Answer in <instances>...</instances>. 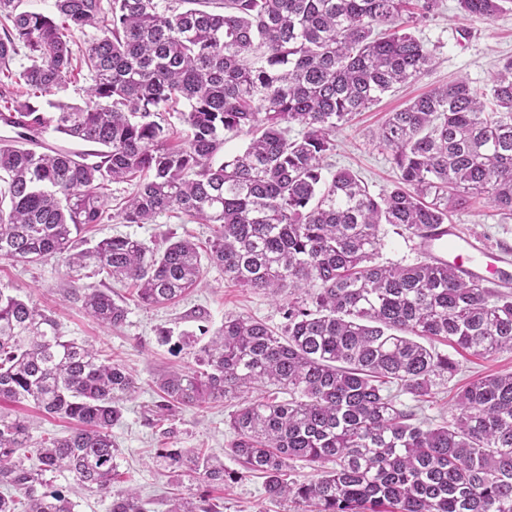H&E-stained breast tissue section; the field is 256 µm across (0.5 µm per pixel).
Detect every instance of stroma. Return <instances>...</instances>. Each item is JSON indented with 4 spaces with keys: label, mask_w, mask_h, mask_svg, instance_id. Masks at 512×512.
<instances>
[{
    "label": "stroma",
    "mask_w": 512,
    "mask_h": 512,
    "mask_svg": "<svg viewBox=\"0 0 512 512\" xmlns=\"http://www.w3.org/2000/svg\"><path fill=\"white\" fill-rule=\"evenodd\" d=\"M415 34L434 55L432 69L415 82L381 96L376 104L338 129L336 149L329 158L334 168L358 175L375 195L390 190L397 175L388 152L373 141L374 132L389 113L401 110L436 86L463 77L474 87H486L502 63L512 58V0L489 23L464 17L457 9V0H441L437 14L418 25ZM449 221L468 234L484 238L497 249L512 250V217H503L484 201L451 212ZM119 234L157 244L171 237H186L204 254L209 249L212 227L170 214L155 224H99L87 237L94 241ZM102 286L122 299L128 309L125 322L114 329L101 327L80 303L74 302L72 283L56 260L28 266L0 260V289L51 314L65 338L102 351L125 365L136 379L138 389L125 401L123 417L112 428V438L119 449L117 464L123 485L136 488L142 498L158 502L177 494V486L153 461L156 449L166 442L161 437L162 430L170 428L174 431L166 442L170 447L207 449L223 456L225 469L234 472V479L209 491L218 512H301L291 499L268 498L263 477L242 472L238 462L226 456L225 451L234 438L229 420L240 406V399H218L200 409L179 408L165 421L160 420L157 409L160 401L157 379L171 369L195 364L193 349L180 343L182 334L192 333L197 345L202 346L225 318L239 315L262 320L278 329L284 323L281 302L226 281L223 270L210 264L206 265L197 288L166 306H145L132 289L109 279ZM162 329L169 331V342L160 341L158 332ZM435 348L453 354L460 364L459 373L452 379L439 380L431 401L418 412L419 418L436 424L450 418L456 393L469 380L512 373L509 350L476 357L462 351L452 352L445 342L436 343ZM0 411L25 417L36 439L64 437L74 427L73 422L47 416L29 402L7 403L0 406Z\"/></svg>",
    "instance_id": "1"
}]
</instances>
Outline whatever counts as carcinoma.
<instances>
[{
  "label": "carcinoma",
  "instance_id": "1",
  "mask_svg": "<svg viewBox=\"0 0 512 512\" xmlns=\"http://www.w3.org/2000/svg\"><path fill=\"white\" fill-rule=\"evenodd\" d=\"M102 2L54 0L45 15L0 0V121L16 134L0 139V259L60 260L87 313L118 326L126 307L92 279L165 304L201 283V254L187 239L160 249L81 232L169 213L211 224L208 262L244 288L288 293L285 323L224 319L197 366L160 376V408L264 391L231 416L230 455L265 477L270 498L307 512H512V373L472 380L446 421L425 426L416 413L436 379L458 370L434 340L482 356L512 350V294L445 263L377 262L387 225L428 237L476 197L512 215V59L482 89L460 78L391 113L374 138L398 177L376 197L325 159L354 113L430 70L412 28L439 0ZM501 2L457 8L489 23ZM89 30L78 56L76 35ZM19 55L27 63L14 70ZM84 69L85 101L60 99ZM180 101L186 135L174 144L163 113ZM295 126L300 136L288 137ZM50 127L89 149L19 145ZM241 135L246 148L217 161ZM121 181L133 189L111 213L104 190ZM393 385L416 405L397 402ZM136 389L121 364L0 289V402L31 400L81 425L34 442L25 421L0 414V512H73L47 479L64 472L111 498L110 512H152L135 491L112 490V426ZM29 448L37 464L27 466ZM295 461L320 474L289 479ZM156 463L206 487L233 478L195 448H160ZM168 503L165 512H216L203 494Z\"/></svg>",
  "mask_w": 512,
  "mask_h": 512
}]
</instances>
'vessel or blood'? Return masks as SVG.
<instances>
[{"label": "vessel or blood", "instance_id": "1", "mask_svg": "<svg viewBox=\"0 0 512 512\" xmlns=\"http://www.w3.org/2000/svg\"><path fill=\"white\" fill-rule=\"evenodd\" d=\"M421 252L427 259L436 258L452 263L478 283L503 285L512 277L504 266L503 258L493 247L471 241L452 224L444 226L441 233L422 242Z\"/></svg>", "mask_w": 512, "mask_h": 512}]
</instances>
